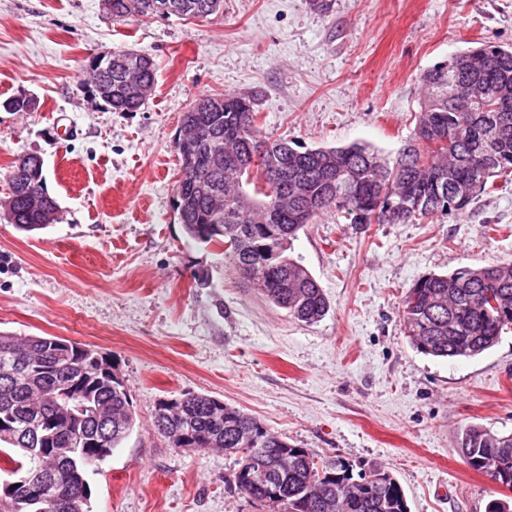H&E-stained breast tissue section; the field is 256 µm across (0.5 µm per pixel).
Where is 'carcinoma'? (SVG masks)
I'll list each match as a JSON object with an SVG mask.
<instances>
[{
  "mask_svg": "<svg viewBox=\"0 0 512 512\" xmlns=\"http://www.w3.org/2000/svg\"><path fill=\"white\" fill-rule=\"evenodd\" d=\"M114 20L142 21L127 0H106ZM197 11L179 19L208 18L222 0H190ZM112 57V69L105 60ZM125 50L91 56L87 92L116 112H136L144 101L131 84L156 85L155 63L129 72ZM422 102L413 138L390 159L364 146L306 148L263 135L254 99L244 94L206 95L182 113L181 125L195 130L198 174L179 178L174 203L185 235L224 249L235 269L289 317L314 324L330 305L309 271L288 254L307 224L336 211L351 224H412L465 211L493 177L512 178V50L483 45L448 57L419 78ZM262 144V163L251 148ZM221 158L211 167L207 161ZM10 201L0 215L23 232L57 220L29 207L43 185L19 173L9 176ZM405 336L419 352L438 358H472L498 343L512 327V261L450 274L431 273L409 289L403 304ZM108 360L86 345L55 336L18 337L0 332V462L18 479L39 469L38 449L73 448L46 495L4 496L0 512H55L50 497L74 494L99 461L82 449L98 443L119 447L134 431L136 414L122 382L99 365ZM152 425L169 447L205 454L210 448H242L236 465L265 469L268 483L292 512L304 499L310 512H409L393 475L378 488L365 486V468L324 459L298 448L243 410L209 395L161 400ZM458 451L473 470L512 489V433L466 427ZM494 460L485 472L483 460Z\"/></svg>",
  "mask_w": 512,
  "mask_h": 512,
  "instance_id": "obj_1",
  "label": "carcinoma"
}]
</instances>
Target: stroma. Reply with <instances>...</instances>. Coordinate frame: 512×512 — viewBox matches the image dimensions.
Listing matches in <instances>:
<instances>
[{
    "label": "stroma",
    "instance_id": "stroma-1",
    "mask_svg": "<svg viewBox=\"0 0 512 512\" xmlns=\"http://www.w3.org/2000/svg\"><path fill=\"white\" fill-rule=\"evenodd\" d=\"M512 48V0H224L206 20L118 22L100 0H0V200L14 159L44 161L57 222L26 233L0 218V331L56 336L109 359L137 425L88 471L92 512H267L238 494L235 459L169 447L150 415L207 394L324 458L379 465L410 512H486L501 491L457 452L477 424L512 432V329L474 358L417 352L403 300L423 276L512 260V182L459 214L350 224L329 212L293 256L330 309L290 318L220 247L185 236L173 208L175 138L191 103L248 94L262 132L309 148L395 156L412 135L420 75L460 51ZM132 48L157 85L137 112L83 88L90 54Z\"/></svg>",
    "mask_w": 512,
    "mask_h": 512
}]
</instances>
